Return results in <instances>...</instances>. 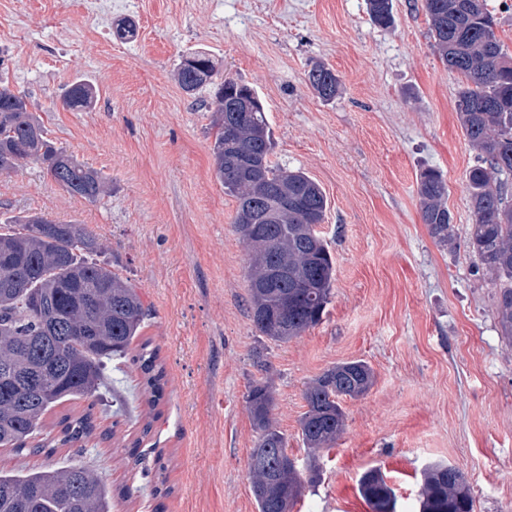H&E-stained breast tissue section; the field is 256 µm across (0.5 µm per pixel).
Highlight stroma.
I'll use <instances>...</instances> for the list:
<instances>
[{
	"label": "stroma",
	"mask_w": 512,
	"mask_h": 512,
	"mask_svg": "<svg viewBox=\"0 0 512 512\" xmlns=\"http://www.w3.org/2000/svg\"><path fill=\"white\" fill-rule=\"evenodd\" d=\"M80 2L0 0V84L26 96L49 139L109 190L91 203L22 163L0 173V219L39 214L99 237L149 306L142 334L166 385L150 416L140 370L113 361L109 391L124 413H98L97 424L114 438L49 457L0 447V466L93 468L112 512H257L250 388L270 385L276 424L300 457L305 384L360 360L374 382L343 398L344 432L320 450L321 481L293 512H370L358 483L371 468L394 489L396 512H419L433 462L467 475L473 512H512V341L468 245L478 153L455 111L461 78L439 59L423 0H393L388 28L372 23L367 0H112L98 16ZM126 18L134 39H101ZM199 48L260 96L271 161L305 172L327 197L319 230L332 298L319 324L286 343L249 314L237 202L214 171L211 98H191L176 80L181 55ZM318 63L339 79L328 101L308 82ZM78 78L96 89L80 112L62 102ZM428 167L448 186L450 247L421 221L417 178Z\"/></svg>",
	"instance_id": "obj_1"
}]
</instances>
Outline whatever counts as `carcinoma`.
I'll return each instance as SVG.
<instances>
[{
    "mask_svg": "<svg viewBox=\"0 0 512 512\" xmlns=\"http://www.w3.org/2000/svg\"><path fill=\"white\" fill-rule=\"evenodd\" d=\"M440 60L462 77L456 112L464 135L480 151L468 174L475 223L469 246L497 282V318L501 334L512 340V209L504 205V178L512 175V57L495 39H483L495 25L486 0H424ZM371 20L380 27L394 22L392 0H368ZM217 71L212 55L195 50L177 65L180 87L191 97L209 83L197 77ZM321 80L332 99L338 78L323 64L308 72L310 86ZM258 97L241 84L215 93L213 156L217 180L235 198L234 224L248 252V309L255 327L278 342H288L318 324L331 300L333 261L325 241L310 225L324 220L326 197L301 171H288L269 160L272 138L262 102L240 127L242 149L258 156L251 170L239 163V150L229 146L224 118L241 93ZM93 86L78 79L63 93L73 110L88 108ZM22 161L43 166L71 196L98 201L108 186L102 174L56 147L42 121L25 107L24 98L0 86V171ZM288 191L295 204L277 224L264 223L270 192ZM417 193L423 223L442 246L453 244V218L442 174L420 173ZM106 246L81 224L43 216H11L0 221V446L18 453L51 455L53 440L29 445L44 415L66 399H82L83 409L65 414L55 427L61 442L88 441L96 431V410L107 406V364L128 359L144 376L148 408L156 410L165 385L159 349L149 339L132 347L149 316L136 288L112 272L101 259ZM373 372L363 361L336 365L305 386L307 411L300 419L301 439L308 450L306 468L295 472L267 465L274 455L287 458L288 441L272 416L269 385L252 387L247 403L258 431L248 468L257 512L293 509L308 487L320 480L316 452L331 447L344 429L341 400L357 397L372 386ZM419 512H472L469 482L457 467L429 464L422 472ZM359 494L371 512H395V493L384 474L367 470ZM0 512H112V493L89 467L42 469L24 474L0 470Z\"/></svg>",
    "mask_w": 512,
    "mask_h": 512,
    "instance_id": "cac0c4a2",
    "label": "carcinoma"
}]
</instances>
